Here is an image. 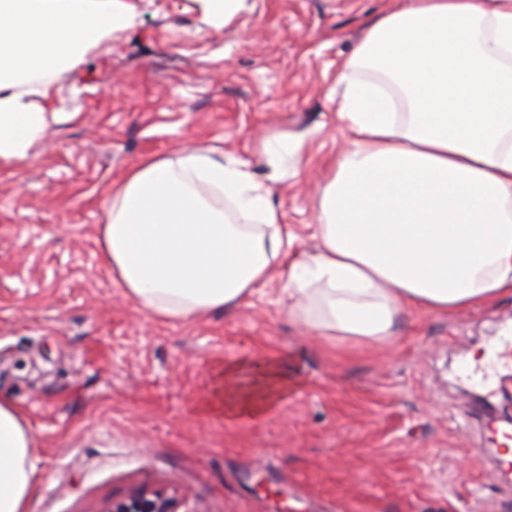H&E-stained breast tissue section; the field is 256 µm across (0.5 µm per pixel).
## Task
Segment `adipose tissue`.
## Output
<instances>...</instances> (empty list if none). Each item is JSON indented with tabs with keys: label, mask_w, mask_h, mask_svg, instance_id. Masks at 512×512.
I'll return each instance as SVG.
<instances>
[{
	"label": "adipose tissue",
	"mask_w": 512,
	"mask_h": 512,
	"mask_svg": "<svg viewBox=\"0 0 512 512\" xmlns=\"http://www.w3.org/2000/svg\"><path fill=\"white\" fill-rule=\"evenodd\" d=\"M132 20L122 0H0V162L22 160L59 114L58 74ZM349 146L315 201L319 246L289 267V318L318 336L382 341L410 312L512 294V0H393L341 63ZM309 133L273 130L267 170L205 150L143 158L113 184L100 248L119 288L160 320L229 312L288 252L271 201ZM229 365L214 399L262 414L289 384ZM33 437L0 397V512H28Z\"/></svg>",
	"instance_id": "ef3b65f1"
}]
</instances>
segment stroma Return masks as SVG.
I'll return each instance as SVG.
<instances>
[{
  "instance_id": "obj_1",
  "label": "stroma",
  "mask_w": 512,
  "mask_h": 512,
  "mask_svg": "<svg viewBox=\"0 0 512 512\" xmlns=\"http://www.w3.org/2000/svg\"><path fill=\"white\" fill-rule=\"evenodd\" d=\"M134 24L58 76L63 114L24 160L0 162V395L30 427L29 512H96L148 485L186 512H512L485 414L502 390L466 378L512 326V295L409 314L372 343L314 335L276 291L230 312L158 322L100 259L105 190L149 156L210 149L252 164L271 131L319 129L272 203L315 245L314 198L348 142L336 72L391 0H247L205 24L198 0H126ZM276 361L291 389L259 416L211 402L225 365Z\"/></svg>"
}]
</instances>
